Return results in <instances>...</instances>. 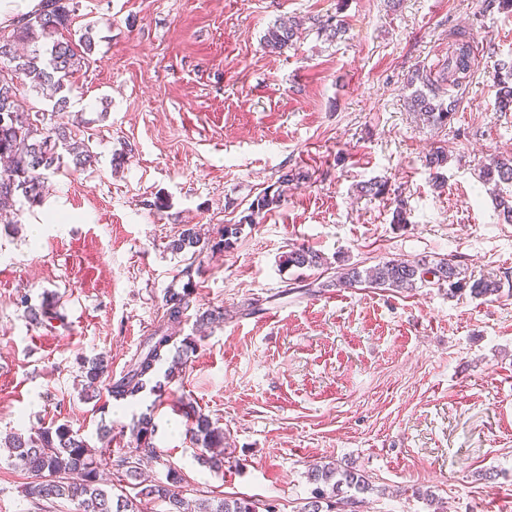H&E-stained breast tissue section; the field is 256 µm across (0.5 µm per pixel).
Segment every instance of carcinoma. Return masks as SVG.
<instances>
[{"mask_svg":"<svg viewBox=\"0 0 512 512\" xmlns=\"http://www.w3.org/2000/svg\"><path fill=\"white\" fill-rule=\"evenodd\" d=\"M74 12L73 0H43L41 9L17 21L9 31L0 30V61L12 68L13 76L0 73V158L7 162L0 171V219L10 220L2 210L12 206L21 195L31 204L42 198L45 181L60 170L72 166L83 169L92 164L95 153L90 139L64 125L48 126L45 113L33 112L20 96L18 80L29 81L30 89L53 102V110L64 112L70 104V78L85 65L92 53L93 38L85 33L79 44L62 37L69 29ZM301 35V23L282 20L270 28L266 45L280 50ZM506 74L495 76L499 111L512 110V63L500 67ZM471 76V44L457 40L448 54V98H443L440 86L417 69L408 84L418 82L422 87L413 92L411 106L423 120L434 126H446L458 105L460 90ZM480 178L492 186L497 207L503 219L512 223V195L503 194L501 185L512 186V158L494 157L483 164ZM299 175L284 172L276 189H267L249 206L243 217L248 224L257 223L265 212L280 206L289 184ZM195 228L183 229L170 247L181 252L199 245ZM324 262L320 253L300 245L283 256L282 265L292 269L317 268ZM365 284L371 288L407 291L426 285L448 287V295L469 290L474 298L499 295L501 282L491 276L469 279L455 260L442 258L437 262L421 259L416 262L383 260L374 266L361 268L348 265L338 272L330 285L354 288ZM192 282L166 292V314L148 336L126 373L112 380L108 361L104 357L84 358L80 362L84 388L97 393L106 386L116 400L133 398L146 388L159 365L169 360L166 378L173 379L175 371L186 364L190 345L177 341L176 325L188 309ZM194 444L203 449L211 467H224V431L205 415L195 411L192 417ZM156 425L150 414L141 416L132 427L136 442V461L121 459V465L134 474L133 465L144 459L159 460L153 437ZM9 456L18 459L35 477L27 486V496L35 501L64 499L77 503V512H144L143 503L157 501L166 504L165 512H184L186 503L179 492L181 475L168 468L167 482L145 484L133 495L125 492L111 494L100 487L101 471L112 465L106 453L89 447L87 442L69 426L59 424L41 427L24 436L11 434L4 438ZM314 484L311 496L298 512H358L363 495L373 491V485L361 471L352 466L341 468L334 462L313 464L309 475ZM195 512H277L276 505L260 499L213 497L199 498Z\"/></svg>","mask_w":512,"mask_h":512,"instance_id":"obj_1","label":"carcinoma"}]
</instances>
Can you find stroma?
Instances as JSON below:
<instances>
[{"label":"stroma","instance_id":"obj_1","mask_svg":"<svg viewBox=\"0 0 512 512\" xmlns=\"http://www.w3.org/2000/svg\"><path fill=\"white\" fill-rule=\"evenodd\" d=\"M288 16L303 34L264 43ZM336 16L345 34L314 19ZM73 34L95 49L75 75L67 111L22 86L48 124H82L97 155L49 179L43 201L17 199L0 223V436L67 424L113 459L131 456L134 422L154 418L158 461L139 478L183 477V495L248 497L296 512L311 464L353 465L375 488L361 512H512V224L479 179L484 160L512 156V111L493 75L512 59V7L488 0H76ZM476 61L445 126L408 106L416 68L442 78L454 32ZM444 148L432 171L425 157ZM299 173L281 206L242 223L281 172ZM383 180L385 195L359 196ZM404 200L407 223L392 212ZM239 227L215 249L225 225ZM204 249L171 251L184 226ZM306 245L327 271L284 269ZM450 257L493 275L499 295L451 298L329 286L344 264ZM195 286L179 338L194 349L163 396L86 397L81 358L126 372L161 321L167 289ZM53 297L31 322L20 304ZM262 310L244 315L249 303ZM221 312L209 325L196 319ZM227 441L224 469L197 461L185 405ZM30 475L0 450V512H75L36 503Z\"/></svg>","mask_w":512,"mask_h":512}]
</instances>
